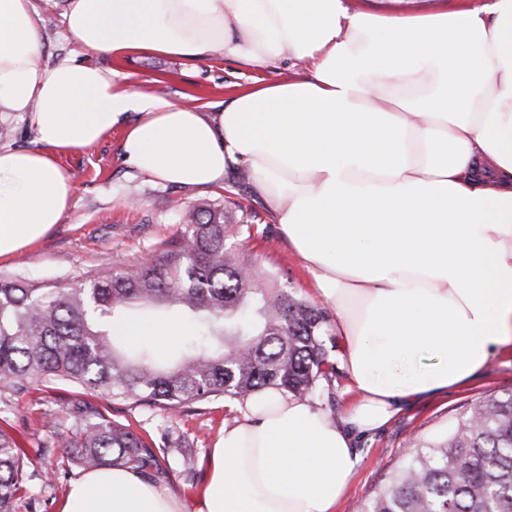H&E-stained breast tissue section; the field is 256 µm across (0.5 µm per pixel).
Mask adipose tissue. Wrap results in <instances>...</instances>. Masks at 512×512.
I'll return each instance as SVG.
<instances>
[{
    "label": "adipose tissue",
    "mask_w": 512,
    "mask_h": 512,
    "mask_svg": "<svg viewBox=\"0 0 512 512\" xmlns=\"http://www.w3.org/2000/svg\"><path fill=\"white\" fill-rule=\"evenodd\" d=\"M34 0H0V258L72 207L60 156L96 145L126 113L125 162L189 189L248 170L333 307L355 400L336 418L273 389L237 405L210 452L197 512H335L360 465L355 434L401 401L448 391L512 349V0L411 16L342 0H67V37L104 57L154 54L302 77L205 107L130 90L111 69L45 59ZM61 512H184L137 471L101 467ZM34 132L21 117L0 121V145L30 147L33 145Z\"/></svg>",
    "instance_id": "obj_1"
}]
</instances>
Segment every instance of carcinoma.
I'll return each mask as SVG.
<instances>
[{"mask_svg":"<svg viewBox=\"0 0 512 512\" xmlns=\"http://www.w3.org/2000/svg\"><path fill=\"white\" fill-rule=\"evenodd\" d=\"M184 225L136 271L101 270L67 287L0 277V401L29 384L68 382L133 407L179 412L219 398L243 401L267 388L298 398L331 385L324 311L286 286L268 288L226 247L240 226L224 208L178 209ZM178 318L194 332L172 358L147 343L123 344L112 323L131 313ZM63 453L85 470L123 467L169 478L168 441L146 442L85 401L65 404ZM33 472L13 435L0 430V512H17ZM361 512H512V392L473 405L446 439L406 453Z\"/></svg>","mask_w":512,"mask_h":512,"instance_id":"carcinoma-1","label":"carcinoma"}]
</instances>
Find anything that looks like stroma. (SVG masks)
Returning a JSON list of instances; mask_svg holds the SVG:
<instances>
[{
	"instance_id": "35a3bbf8",
	"label": "stroma",
	"mask_w": 512,
	"mask_h": 512,
	"mask_svg": "<svg viewBox=\"0 0 512 512\" xmlns=\"http://www.w3.org/2000/svg\"><path fill=\"white\" fill-rule=\"evenodd\" d=\"M492 0H343L351 11L375 14L407 15L442 9L486 10ZM45 19L42 32L44 49L50 61L66 57L91 60L73 40L66 37L61 23L66 0H36ZM119 82L133 90L205 106L228 102L238 91L254 84H276L303 75L304 63L281 60L260 68L221 56L197 64L175 56L131 55L107 60ZM122 129H113L96 146L62 157L76 185L74 205L60 224L32 246L0 260V277L22 276L56 285L81 281L104 270L139 268L159 254L162 241L171 239L180 229L167 199L183 205L219 206L225 193L235 201L229 216L240 225L239 234L228 238L227 245L241 260L255 269L270 268L280 281L314 306H321L311 278L301 259L291 249L282 230L273 224L262 201L249 184L239 183L229 174L223 186L206 192L188 190L138 173L125 163L120 145ZM341 346L329 351L336 368V381L329 395L313 397L315 406L341 415L351 404ZM512 391V350L492 358L476 377L446 393L406 404L381 428L360 434L354 447L361 458L359 470L337 512H358L359 505L371 499L385 486L404 461L407 448L425 446L446 437L449 429L475 402ZM81 388L58 383L36 385L29 393L0 403V428L10 431L35 468H42L44 444H56L65 438V428L44 424L49 413L60 412L64 403L83 399ZM114 420L132 421L142 435L160 441L169 437L180 451L165 462L170 472L163 488L178 495L186 512H194L195 501L207 481V461L211 448L224 431L231 403L221 398L196 405L190 411L171 414L157 409L129 408L122 402H108ZM64 475L52 486L32 479L24 494L34 501L36 512H60L62 500L81 468L59 460Z\"/></svg>"
}]
</instances>
